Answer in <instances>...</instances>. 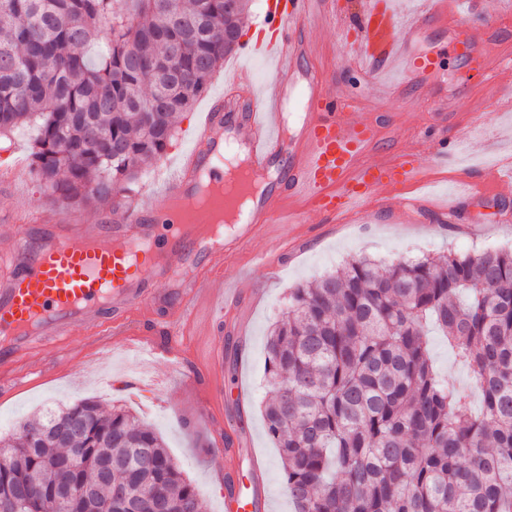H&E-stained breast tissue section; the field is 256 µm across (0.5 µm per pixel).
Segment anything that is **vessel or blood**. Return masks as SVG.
Wrapping results in <instances>:
<instances>
[{
  "label": "vessel or blood",
  "instance_id": "b4317fda",
  "mask_svg": "<svg viewBox=\"0 0 512 512\" xmlns=\"http://www.w3.org/2000/svg\"><path fill=\"white\" fill-rule=\"evenodd\" d=\"M459 0H428L411 19H398L389 0H365L361 10L362 37L355 56L360 72L403 69L404 83L390 87L391 100L402 102L408 90L427 93L437 59L424 53L421 43L436 27L457 29ZM326 0H265L255 38L238 51V64L224 73V91L212 97L195 130L193 145L180 158L157 195H137L108 211L105 218L87 224L77 215L59 210H33L18 203L0 219L17 224L54 225L55 231L33 250L18 248L14 264L0 269V363L31 356L40 345L67 335L74 324H84L102 336L103 347L128 345L121 329H101L103 311L129 320L162 301L167 294L151 289L135 269L156 243L157 229L174 224L167 248L172 262L156 269V276L179 285L183 308L171 322L172 330L193 321L201 304H214V282L222 277L229 252L250 242L258 233L290 215L288 201H306L316 211L334 218L365 214L369 199L419 185L424 164L419 151L404 150L386 162L376 160L380 138L377 124L357 116V96L343 93L335 82L315 72L304 81L295 74L310 51L309 23L329 17ZM262 60L272 69L259 87H243L242 65ZM295 100L302 112L301 127L286 140L284 109ZM233 131L246 147L251 165L260 171L284 164V191L260 196L240 231L225 237L221 248H207L181 230L185 224L205 221L204 213H171L167 202L188 197L200 167L209 166L210 179L220 183L224 170L214 163V150L223 145L225 131ZM254 500L242 496L233 471L224 473V512H249Z\"/></svg>",
  "mask_w": 512,
  "mask_h": 512
}]
</instances>
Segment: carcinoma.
I'll return each mask as SVG.
<instances>
[{
    "label": "carcinoma",
    "instance_id": "1",
    "mask_svg": "<svg viewBox=\"0 0 512 512\" xmlns=\"http://www.w3.org/2000/svg\"><path fill=\"white\" fill-rule=\"evenodd\" d=\"M251 0H0V145L31 139L56 206L134 190L239 45ZM448 338L483 403L439 378ZM263 406L294 512H512V250L352 258L290 290L266 342ZM72 420L81 432L62 441ZM202 512L162 438L84 399L0 435V500L29 512Z\"/></svg>",
    "mask_w": 512,
    "mask_h": 512
}]
</instances>
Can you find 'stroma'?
<instances>
[{
    "label": "stroma",
    "mask_w": 512,
    "mask_h": 512,
    "mask_svg": "<svg viewBox=\"0 0 512 512\" xmlns=\"http://www.w3.org/2000/svg\"><path fill=\"white\" fill-rule=\"evenodd\" d=\"M336 21L313 28L314 53L300 70L316 69L347 91L363 96L361 118L385 120L383 148L378 159L408 147L419 148L426 161L425 189L370 203V220L329 222L304 202H295L297 224L274 225L268 234L252 240L224 264L225 281L240 288L237 302L225 307L215 329L221 342L223 375L213 379L204 362L207 344L198 336L207 320L199 312L183 334L172 337L156 330L157 342L176 341L196 357L169 363L143 353L97 347L82 325L69 336L41 349L16 373L40 370L43 383L0 399V433L51 406L84 398L104 408L122 406L151 424L170 453L199 491L203 512H224V480L215 462L226 433L247 440L259 460L269 490L265 512H293L285 489L276 448L269 440L262 416L267 395L266 335L295 287L335 271L353 257L390 261L401 257L435 256L512 248V193L501 194L502 179L512 175V69L494 81L468 80L477 62L465 50L467 38L490 37L494 56H512V23L500 25V13L512 12V0H463L461 27L452 34L427 33L421 49L437 56L436 78L445 87L441 96H426L398 106L375 92L373 81L354 67L352 42L359 36L360 0H332ZM204 107L196 102L178 120L176 135L164 156L144 171L137 188L150 193L160 176L172 173L181 152L192 143V131ZM447 113L448 158L430 161L432 143L424 131ZM18 161L26 173L13 189H0V210L12 199H26L45 207L32 173L25 136H17L10 152L0 151V165ZM281 254L275 264L265 261L273 245Z\"/></svg>",
    "instance_id": "1"
}]
</instances>
